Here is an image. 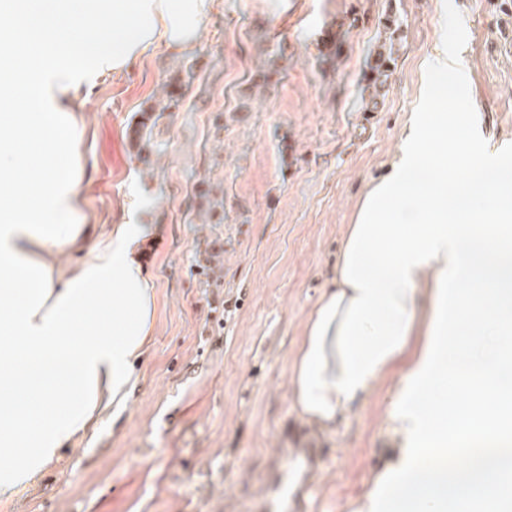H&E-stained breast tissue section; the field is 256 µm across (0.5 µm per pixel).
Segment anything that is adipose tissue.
I'll list each match as a JSON object with an SVG mask.
<instances>
[{
  "mask_svg": "<svg viewBox=\"0 0 512 512\" xmlns=\"http://www.w3.org/2000/svg\"><path fill=\"white\" fill-rule=\"evenodd\" d=\"M218 0H0V498L126 403L155 319L140 264L144 224L93 227L83 88L148 52H192ZM429 97L459 92L460 64L435 49ZM395 463L367 512H512V155L415 114L391 173L344 232L334 288L293 359L300 414L335 425L395 367ZM476 441L502 464L476 479L443 446Z\"/></svg>",
  "mask_w": 512,
  "mask_h": 512,
  "instance_id": "obj_1",
  "label": "adipose tissue"
}]
</instances>
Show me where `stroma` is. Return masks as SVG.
<instances>
[{
  "label": "stroma",
  "instance_id": "obj_1",
  "mask_svg": "<svg viewBox=\"0 0 512 512\" xmlns=\"http://www.w3.org/2000/svg\"><path fill=\"white\" fill-rule=\"evenodd\" d=\"M390 18L394 73L365 112L366 58ZM442 41L461 62V105L425 99ZM173 81L179 103L154 129L168 150L139 154L141 115ZM415 112L512 142V0H221L192 53L98 83L79 195L90 223L150 225L154 327L126 405L0 512H269L296 448L324 451L308 512H357L395 454L385 395L399 375L326 431L293 406L292 360Z\"/></svg>",
  "mask_w": 512,
  "mask_h": 512
}]
</instances>
